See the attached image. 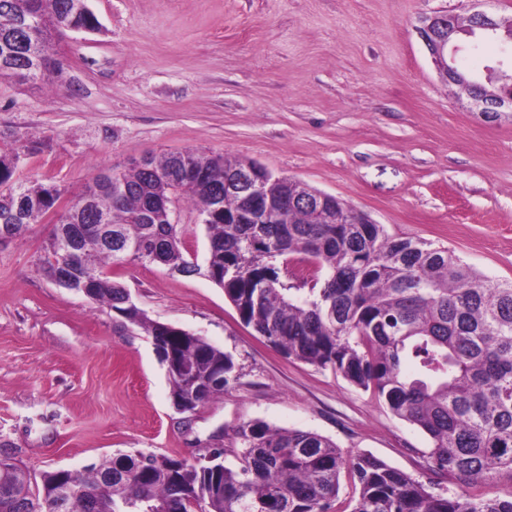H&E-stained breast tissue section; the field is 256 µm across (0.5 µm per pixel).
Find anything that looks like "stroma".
Masks as SVG:
<instances>
[{
	"mask_svg": "<svg viewBox=\"0 0 512 512\" xmlns=\"http://www.w3.org/2000/svg\"><path fill=\"white\" fill-rule=\"evenodd\" d=\"M96 33L53 44L62 78H0V153L69 202L101 170L187 151L252 160L512 281V119L440 76L417 29L464 0H91ZM55 214L0 246V449L39 476L120 453L193 458L249 420L312 431L423 477L429 437L371 392L282 357L222 288L116 270L149 319L232 354L236 377L177 412L152 339L43 272Z\"/></svg>",
	"mask_w": 512,
	"mask_h": 512,
	"instance_id": "stroma-1",
	"label": "stroma"
}]
</instances>
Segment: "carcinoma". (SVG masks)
Masks as SVG:
<instances>
[{
  "instance_id": "carcinoma-1",
  "label": "carcinoma",
  "mask_w": 512,
  "mask_h": 512,
  "mask_svg": "<svg viewBox=\"0 0 512 512\" xmlns=\"http://www.w3.org/2000/svg\"><path fill=\"white\" fill-rule=\"evenodd\" d=\"M92 20L74 0H0V78L11 77L6 59L24 51L40 58L35 79H44L53 34ZM17 156L0 154V229L13 240L61 196L53 184L14 180ZM240 165L179 152L150 157L149 171L110 169L118 186L94 180L74 196L42 265L69 263L62 238L71 226L105 223L79 242L70 277L89 283L92 301L145 328L155 349L172 350L181 370L169 377L170 395H191L198 405L224 392L234 378L233 356L185 330L162 332L127 302L110 267L149 262L206 276L283 356L372 390L395 417L428 435V482L318 433L254 420L236 429L234 467L121 454L86 475L45 472L35 493L29 472L16 464L0 472V512H46L65 487L88 501L110 495L116 512H335L344 472L355 486L350 512H512V499L468 492L504 472L512 476V281L484 277L445 247L392 237L380 224H352L340 209L324 214L304 203L285 211L281 224H226L224 213L239 204L224 195V173ZM169 200L207 212L205 266L186 258L177 225L159 218ZM292 254L327 269L301 304L276 265ZM109 471L110 487L102 481ZM450 476L462 493L433 491Z\"/></svg>"
}]
</instances>
